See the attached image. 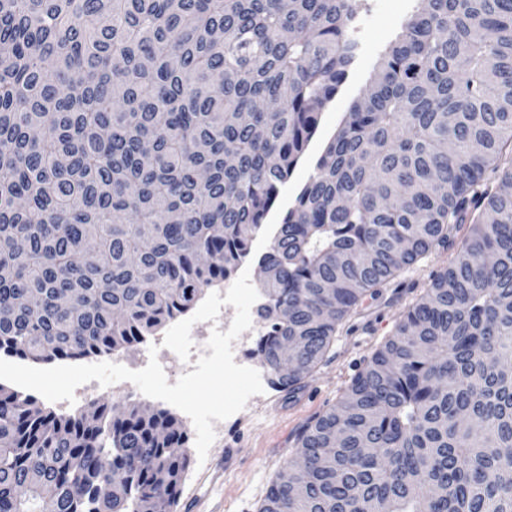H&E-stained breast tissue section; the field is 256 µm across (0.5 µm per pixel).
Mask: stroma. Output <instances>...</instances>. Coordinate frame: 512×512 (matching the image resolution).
Instances as JSON below:
<instances>
[{
    "label": "stroma",
    "instance_id": "stroma-1",
    "mask_svg": "<svg viewBox=\"0 0 512 512\" xmlns=\"http://www.w3.org/2000/svg\"><path fill=\"white\" fill-rule=\"evenodd\" d=\"M419 5V0H362L351 26L358 52L345 85L323 114L307 157L288 181L290 189L307 181L343 113L366 93L386 48ZM468 234V225H461L448 249L433 251L381 296L367 299L343 324L335 345L295 396L268 386L251 397L241 417L225 423L206 459L193 452L191 419L178 413L191 454L176 512H257L272 482L287 471L301 431L336 403L358 369L392 334L403 312L425 294L432 273L448 265Z\"/></svg>",
    "mask_w": 512,
    "mask_h": 512
}]
</instances>
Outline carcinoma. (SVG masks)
<instances>
[{
    "label": "carcinoma",
    "mask_w": 512,
    "mask_h": 512,
    "mask_svg": "<svg viewBox=\"0 0 512 512\" xmlns=\"http://www.w3.org/2000/svg\"><path fill=\"white\" fill-rule=\"evenodd\" d=\"M360 0H0V356L111 355L259 256L254 354L294 395L343 322L460 225L260 512H512V0H422L279 223ZM298 340L293 369L280 349ZM164 410L0 384V512H167ZM0 381H1V383H4L20 392H23L24 394H30V395L34 396L37 400V403L41 407H43L47 411H52V412L56 413L57 415H63V416L77 415L87 405V402H75L73 405L69 404L67 406H62L60 404V402L47 401L45 398H43L39 393H37L35 391L23 389V388L18 387L10 382H7V381H3V380H0Z\"/></svg>",
    "instance_id": "cac0c4a2"
}]
</instances>
